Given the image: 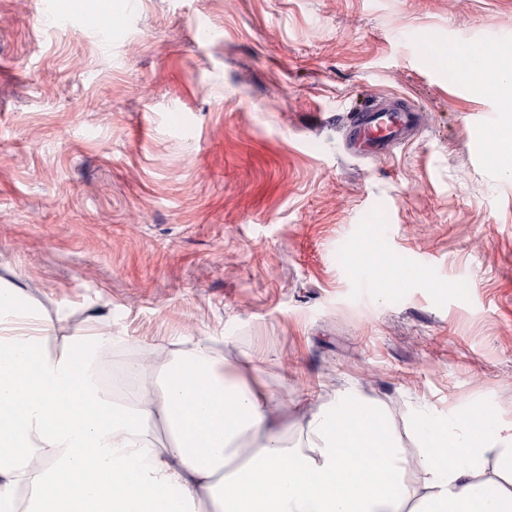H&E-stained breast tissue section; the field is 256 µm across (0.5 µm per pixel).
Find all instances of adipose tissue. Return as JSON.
<instances>
[{"mask_svg":"<svg viewBox=\"0 0 512 512\" xmlns=\"http://www.w3.org/2000/svg\"><path fill=\"white\" fill-rule=\"evenodd\" d=\"M465 69L512 112V70L493 48ZM25 292L0 282V512H402L411 490L378 410L346 392L310 414V451L285 449L264 393L229 380L206 340L167 352L159 382L138 360L131 401L112 398L96 362L108 332L53 346L49 324L23 325ZM422 512H512V491L477 481L486 453L512 471V426L421 425ZM378 450L371 478L347 447ZM30 448L39 465L12 461Z\"/></svg>","mask_w":512,"mask_h":512,"instance_id":"obj_1","label":"adipose tissue"}]
</instances>
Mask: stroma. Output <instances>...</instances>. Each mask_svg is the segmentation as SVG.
Returning <instances> with one entry per match:
<instances>
[{
    "label": "stroma",
    "instance_id": "obj_1",
    "mask_svg": "<svg viewBox=\"0 0 512 512\" xmlns=\"http://www.w3.org/2000/svg\"><path fill=\"white\" fill-rule=\"evenodd\" d=\"M0 0V276L56 337L209 338L288 449L353 390L397 447L420 414L512 423L501 107L426 39L512 56V0ZM420 112L382 159L350 115Z\"/></svg>",
    "mask_w": 512,
    "mask_h": 512
}]
</instances>
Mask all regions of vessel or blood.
<instances>
[{
  "label": "vessel or blood",
  "instance_id": "b4317fda",
  "mask_svg": "<svg viewBox=\"0 0 512 512\" xmlns=\"http://www.w3.org/2000/svg\"><path fill=\"white\" fill-rule=\"evenodd\" d=\"M418 126L414 110L398 105L373 109L350 122L351 152L376 157L388 148L408 142Z\"/></svg>",
  "mask_w": 512,
  "mask_h": 512
}]
</instances>
